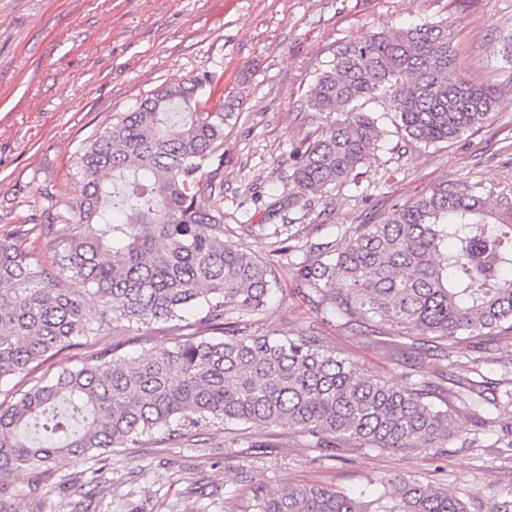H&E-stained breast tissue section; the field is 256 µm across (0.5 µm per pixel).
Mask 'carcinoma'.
I'll return each instance as SVG.
<instances>
[{
	"label": "carcinoma",
	"instance_id": "obj_1",
	"mask_svg": "<svg viewBox=\"0 0 512 512\" xmlns=\"http://www.w3.org/2000/svg\"><path fill=\"white\" fill-rule=\"evenodd\" d=\"M448 25L425 22L337 50L305 100L340 118L292 155L304 192L356 179L384 130L360 110L388 94L407 142L450 143L485 123L498 97L493 81L471 84L452 65ZM217 79L207 72L147 96L81 151L82 193L64 212L40 207L31 224L0 235V383L26 375L64 350L93 345L124 322L175 323L184 339L138 358L119 347L96 351L81 368H63L0 404V479L18 469L43 475L56 458L101 460L117 448L172 426L216 421L282 428L312 447L380 449L398 454L448 447L453 396L482 416L481 382L452 393L418 385L397 389L369 375L311 330L284 338L251 333L229 319L268 306L275 272L252 248L224 240V129L232 104L210 105ZM59 234L49 264L33 245ZM318 309L351 321L395 326L415 353L428 337L442 359L474 340L462 364L482 376L484 353L512 340V182H442L393 205L379 224H356L311 244L294 263ZM74 277L85 289L64 286ZM204 316L190 322L185 313ZM206 326L214 336L206 337ZM493 390L512 411V376ZM231 512H468L433 482L406 475L380 481L370 497L325 482L270 491L255 487ZM490 512H512V486Z\"/></svg>",
	"mask_w": 512,
	"mask_h": 512
}]
</instances>
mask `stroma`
Listing matches in <instances>:
<instances>
[{
    "mask_svg": "<svg viewBox=\"0 0 512 512\" xmlns=\"http://www.w3.org/2000/svg\"><path fill=\"white\" fill-rule=\"evenodd\" d=\"M424 21L450 25L462 77L499 83L489 120L437 148L389 133L355 181L302 194L289 178L291 156L334 120L304 104L316 76L339 47ZM511 36L512 0H0V235L28 223L46 196L76 199L77 153L122 113L170 83L215 74L235 104L224 135V222L277 279L273 301L247 328L278 338L314 321L326 345L367 374L399 388L423 380L455 388L466 371L444 369L433 350L410 364L395 360L397 328L317 314L280 248L290 234L306 245L377 223L444 181L512 179V64L504 57ZM179 338L158 322L120 328L99 344L136 356ZM489 416L483 448L465 446L472 422L462 413L442 453L362 450L340 459L294 432L219 423L162 442L142 438L102 465L59 458L46 475L20 470L0 486L19 512H73L95 491L102 466L112 490L97 493L98 512H229L256 485L322 480L355 496L405 474L447 488L469 512H489L497 489L512 485V459L493 446L512 415ZM256 436L262 447H250Z\"/></svg>",
    "mask_w": 512,
    "mask_h": 512,
    "instance_id": "35a3bbf8",
    "label": "stroma"
}]
</instances>
